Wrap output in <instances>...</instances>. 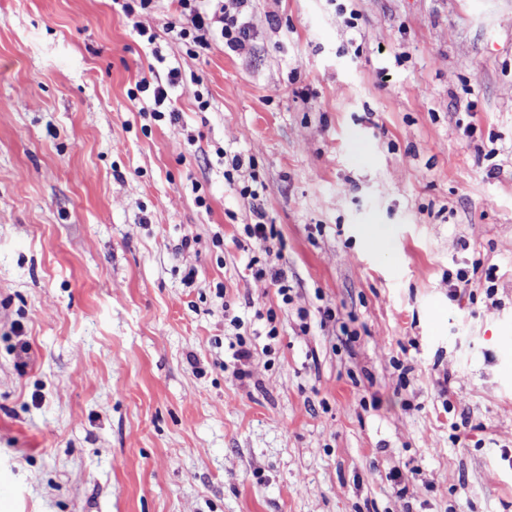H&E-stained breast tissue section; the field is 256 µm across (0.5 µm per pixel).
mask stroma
Returning a JSON list of instances; mask_svg holds the SVG:
<instances>
[{
    "instance_id": "obj_1",
    "label": "stroma",
    "mask_w": 512,
    "mask_h": 512,
    "mask_svg": "<svg viewBox=\"0 0 512 512\" xmlns=\"http://www.w3.org/2000/svg\"><path fill=\"white\" fill-rule=\"evenodd\" d=\"M223 3L0 0V512H512V0ZM179 12L178 32L182 39H191L194 44L207 47L206 33L218 31L224 47L233 52L245 50L249 43L247 22L240 12L231 14L225 5H208L203 2H223L219 0H177ZM253 212L257 221L254 224L246 225L245 234L248 239L260 245L266 255H271L273 253V246L270 244L276 236L273 224L265 222L266 215L260 208H253ZM257 262L252 263L250 262L248 267L249 269H253V276L256 280H266L269 279L271 284L276 286L278 289V294L282 297L283 303H288L289 301V293L290 286H288V277L286 272L282 268H274L270 267L267 269V267H258L253 268V266L256 265Z\"/></svg>"
}]
</instances>
